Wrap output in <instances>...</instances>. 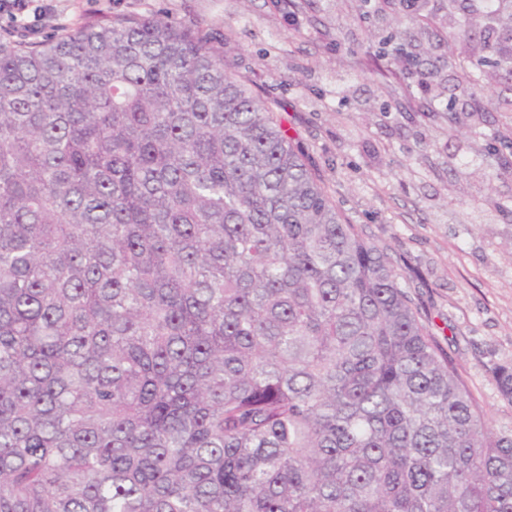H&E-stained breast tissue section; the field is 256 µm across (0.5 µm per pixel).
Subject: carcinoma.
<instances>
[{
    "label": "carcinoma",
    "instance_id": "1",
    "mask_svg": "<svg viewBox=\"0 0 512 512\" xmlns=\"http://www.w3.org/2000/svg\"><path fill=\"white\" fill-rule=\"evenodd\" d=\"M463 2L450 133L512 91V0ZM0 512H512V431L199 26L0 36Z\"/></svg>",
    "mask_w": 512,
    "mask_h": 512
}]
</instances>
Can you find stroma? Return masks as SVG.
I'll list each match as a JSON object with an SVG mask.
<instances>
[{"instance_id":"stroma-1","label":"stroma","mask_w":512,"mask_h":512,"mask_svg":"<svg viewBox=\"0 0 512 512\" xmlns=\"http://www.w3.org/2000/svg\"><path fill=\"white\" fill-rule=\"evenodd\" d=\"M25 28L41 41L118 16L196 24L224 47V65L271 107L344 221L375 243L428 333L453 362L493 431L512 430V400L495 370L512 363V172L486 184L504 151L497 135L512 91L485 83L474 128L448 134L459 91L407 87L387 30L359 0H35ZM467 154L466 173L448 155Z\"/></svg>"}]
</instances>
